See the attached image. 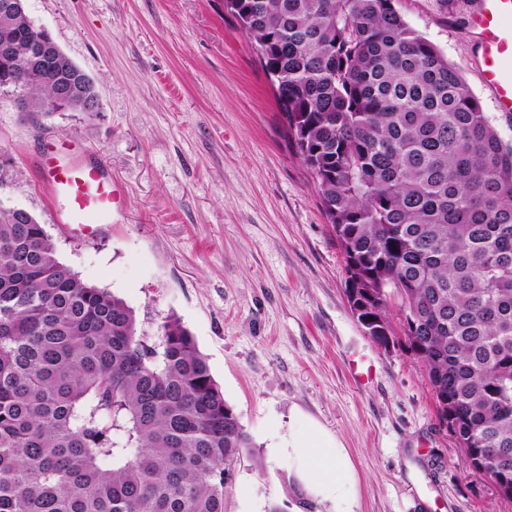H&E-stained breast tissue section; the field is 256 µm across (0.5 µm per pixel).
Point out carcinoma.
<instances>
[{
	"label": "carcinoma",
	"mask_w": 512,
	"mask_h": 512,
	"mask_svg": "<svg viewBox=\"0 0 512 512\" xmlns=\"http://www.w3.org/2000/svg\"><path fill=\"white\" fill-rule=\"evenodd\" d=\"M396 0H224L254 41L288 138L386 346L391 299L443 427L512 477V145ZM0 91L42 112L71 83L29 78L32 20ZM162 351L133 309L0 207V512H224L249 434L181 322Z\"/></svg>",
	"instance_id": "cac0c4a2"
}]
</instances>
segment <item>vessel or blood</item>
I'll return each instance as SVG.
<instances>
[{
	"instance_id": "1",
	"label": "vessel or blood",
	"mask_w": 512,
	"mask_h": 512,
	"mask_svg": "<svg viewBox=\"0 0 512 512\" xmlns=\"http://www.w3.org/2000/svg\"><path fill=\"white\" fill-rule=\"evenodd\" d=\"M477 36L480 81L497 112L512 116V0H475L467 17ZM53 143L37 157L41 180L57 203L66 232L99 234L122 206V192L106 167L91 156L58 158Z\"/></svg>"
}]
</instances>
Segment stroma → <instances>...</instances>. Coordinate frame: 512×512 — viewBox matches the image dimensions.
<instances>
[{"label":"stroma","mask_w":512,"mask_h":512,"mask_svg":"<svg viewBox=\"0 0 512 512\" xmlns=\"http://www.w3.org/2000/svg\"><path fill=\"white\" fill-rule=\"evenodd\" d=\"M469 2L396 7L512 144L478 78ZM26 11L94 81L99 109L20 112L0 94V206L30 211L62 262L134 310L149 345L171 318L192 334L253 442L224 512H336L283 452L300 430L344 448L350 512H512L441 427L398 311L385 346L353 316L336 236L224 0H26ZM46 138L78 142L122 188L98 236L57 224L35 163ZM359 358L374 368L360 385Z\"/></svg>","instance_id":"stroma-1"}]
</instances>
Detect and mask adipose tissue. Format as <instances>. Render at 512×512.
<instances>
[{
    "instance_id": "obj_1",
    "label": "adipose tissue",
    "mask_w": 512,
    "mask_h": 512,
    "mask_svg": "<svg viewBox=\"0 0 512 512\" xmlns=\"http://www.w3.org/2000/svg\"><path fill=\"white\" fill-rule=\"evenodd\" d=\"M288 446L300 465L303 481L314 493L341 497L351 477V467L343 453L325 454L322 436L313 431L294 433Z\"/></svg>"
}]
</instances>
